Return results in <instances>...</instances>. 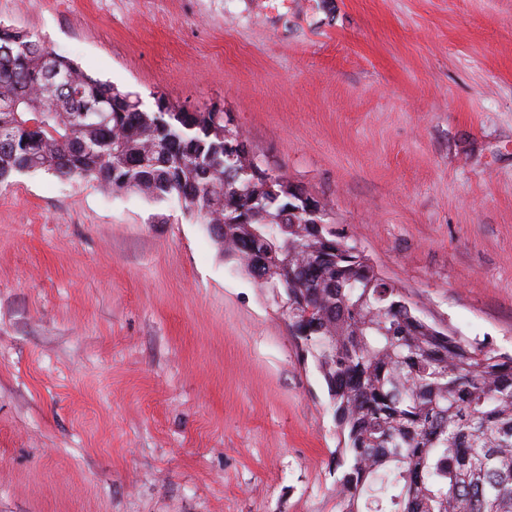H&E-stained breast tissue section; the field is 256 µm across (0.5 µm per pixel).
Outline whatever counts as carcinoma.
I'll list each match as a JSON object with an SVG mask.
<instances>
[{"label":"carcinoma","mask_w":512,"mask_h":512,"mask_svg":"<svg viewBox=\"0 0 512 512\" xmlns=\"http://www.w3.org/2000/svg\"><path fill=\"white\" fill-rule=\"evenodd\" d=\"M43 119L34 122L33 111ZM218 113L149 112L0 26V182L44 172L175 200L262 288L320 372L340 440L339 512H512V354L440 329L279 184L233 180Z\"/></svg>","instance_id":"carcinoma-1"}]
</instances>
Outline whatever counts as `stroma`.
<instances>
[{
  "label": "stroma",
  "mask_w": 512,
  "mask_h": 512,
  "mask_svg": "<svg viewBox=\"0 0 512 512\" xmlns=\"http://www.w3.org/2000/svg\"><path fill=\"white\" fill-rule=\"evenodd\" d=\"M94 78L220 109L436 326L512 352V0H0ZM325 382L174 203L0 185V512H337Z\"/></svg>",
  "instance_id": "1"
}]
</instances>
